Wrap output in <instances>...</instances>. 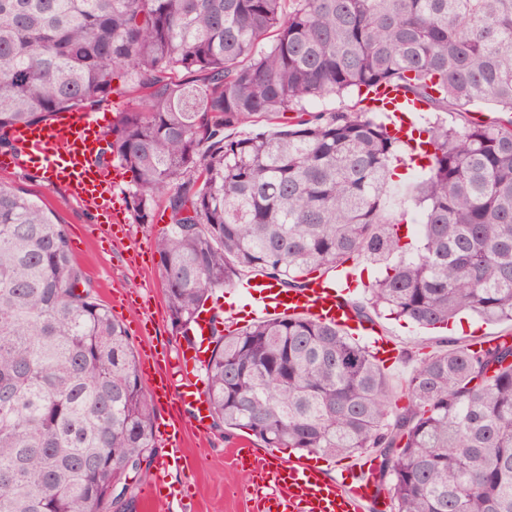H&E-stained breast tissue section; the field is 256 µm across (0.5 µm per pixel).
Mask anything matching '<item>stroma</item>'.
<instances>
[{"mask_svg": "<svg viewBox=\"0 0 512 512\" xmlns=\"http://www.w3.org/2000/svg\"><path fill=\"white\" fill-rule=\"evenodd\" d=\"M1 184L27 193L66 224L72 257L84 269L104 304H111L112 293L117 288L149 297L154 336L171 348L180 347L182 340L172 331L156 265L141 268L127 262L133 250L154 247L161 225L143 224L136 217H129L123 239L115 242L107 235L108 220L102 210L87 206L53 186L43 171L32 167L0 170ZM377 324L385 335L410 353L409 358L386 370L388 377L396 383L408 377L417 358L433 355L445 340L475 346L483 337L502 330L501 325L487 324L470 316L463 317L452 329L440 332L382 317L378 318ZM242 444L258 448L262 442L246 430L224 433L211 427L204 433L187 432L183 463L180 468L170 471L168 481L176 488L191 484L193 512H251L246 480L228 460L229 450Z\"/></svg>", "mask_w": 512, "mask_h": 512, "instance_id": "35a3bbf8", "label": "stroma"}]
</instances>
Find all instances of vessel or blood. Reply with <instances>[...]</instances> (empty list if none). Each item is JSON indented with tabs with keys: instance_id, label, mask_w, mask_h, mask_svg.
Instances as JSON below:
<instances>
[{
	"instance_id": "obj_1",
	"label": "vessel or blood",
	"mask_w": 512,
	"mask_h": 512,
	"mask_svg": "<svg viewBox=\"0 0 512 512\" xmlns=\"http://www.w3.org/2000/svg\"><path fill=\"white\" fill-rule=\"evenodd\" d=\"M13 138L19 148L13 164L44 171L51 183L87 204L100 205L111 194L114 183L102 162L106 139L96 112L66 111L44 125H19ZM340 278L352 282L356 274L351 269L337 276L327 273L307 287L288 291L256 277L239 282L235 291L247 299L257 319L309 315L334 322L352 334L372 333L373 324L360 320L353 310L349 290L337 287ZM193 337V344L174 352L161 342H150L139 357L148 391L164 407L155 422V438L170 448L154 488L147 493L146 504L153 510L167 499L166 470L179 466L184 457L186 427L203 432L211 420L210 403L199 379L208 354V317L199 318ZM234 465L248 479L246 489L256 512H379L386 501L368 458L330 475L306 459L274 458L257 448H241Z\"/></svg>"
}]
</instances>
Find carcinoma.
I'll list each match as a JSON object with an SVG mask.
<instances>
[{
    "label": "carcinoma",
    "mask_w": 512,
    "mask_h": 512,
    "mask_svg": "<svg viewBox=\"0 0 512 512\" xmlns=\"http://www.w3.org/2000/svg\"><path fill=\"white\" fill-rule=\"evenodd\" d=\"M384 87L424 106L408 128L317 110ZM130 92L145 106L119 113L109 153L137 219H166L155 251L184 341L247 274L295 289L348 262L378 270L368 319L512 323V0H0L1 151L18 124ZM480 103L511 118L456 120ZM259 119L276 128L224 135ZM214 322V427L372 452L393 512H512V339L453 343L397 390L329 322ZM155 417L65 225L0 185V512H127Z\"/></svg>",
    "instance_id": "cac0c4a2"
}]
</instances>
